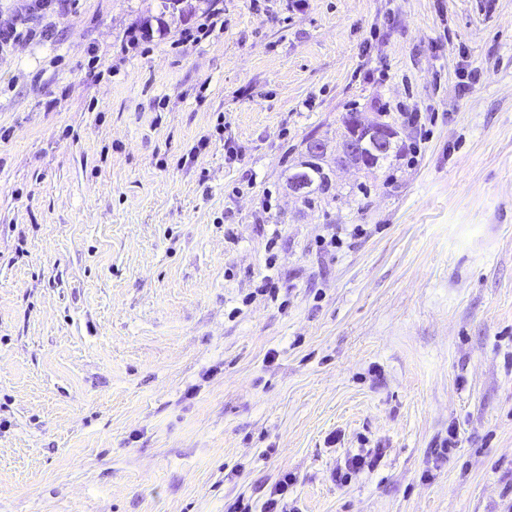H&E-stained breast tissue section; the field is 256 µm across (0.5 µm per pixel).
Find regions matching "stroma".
<instances>
[{"label": "stroma", "instance_id": "obj_1", "mask_svg": "<svg viewBox=\"0 0 512 512\" xmlns=\"http://www.w3.org/2000/svg\"><path fill=\"white\" fill-rule=\"evenodd\" d=\"M208 6L66 0L0 58V512L284 471L297 512H512V0H224L181 42ZM413 109L414 159L289 193L308 135ZM210 4L208 13L205 17L204 22L198 24L194 29H186L181 35V41H195L200 39L207 33L209 28H213L216 26L218 20H220L221 15L224 14V6L219 7L223 1L221 0H213ZM380 457L379 448H368L366 451L352 453L345 456L343 462L336 468V474L340 481L348 478V475L359 473L375 466Z\"/></svg>", "mask_w": 512, "mask_h": 512}]
</instances>
